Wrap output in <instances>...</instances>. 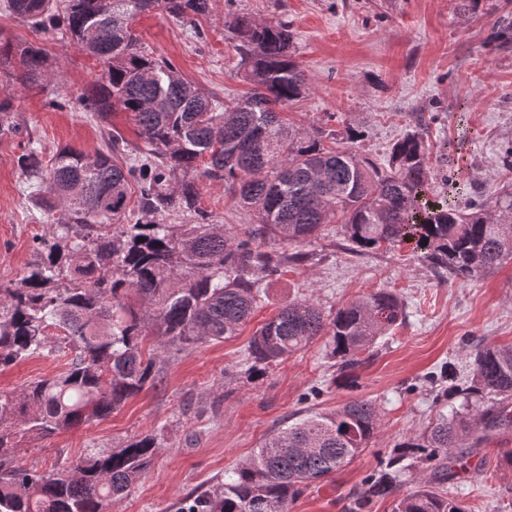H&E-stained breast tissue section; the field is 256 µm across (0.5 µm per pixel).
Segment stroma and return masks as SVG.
Returning a JSON list of instances; mask_svg holds the SVG:
<instances>
[{"instance_id": "1", "label": "stroma", "mask_w": 512, "mask_h": 512, "mask_svg": "<svg viewBox=\"0 0 512 512\" xmlns=\"http://www.w3.org/2000/svg\"><path fill=\"white\" fill-rule=\"evenodd\" d=\"M507 12L512 0H480L470 11L460 9L459 0H211L196 27L158 9L138 15L133 28L149 53L171 61L205 93L231 102L250 85L226 16L288 22L295 58L312 79L309 96L284 107L291 122L303 129H355L360 152L379 164L404 134L428 127L432 155L449 154L467 200L512 190V170L499 164L502 149L512 146V48L489 43ZM0 35L38 40L55 72L43 88L0 83L18 126L0 134V287H16L34 259L35 238L48 235L52 222L35 204L18 156L31 147L47 159L63 146L91 153L111 132L132 143L137 137L128 113L104 121L79 103L98 67L60 30L34 34L0 7ZM199 205L233 231L255 221L220 185L202 182ZM299 249L308 261L263 281V298L237 336L197 344L163 362L156 385L107 418L47 439L25 435L18 461L47 470L86 449L121 448L154 434L159 452L110 512H178L182 500L223 482L277 428L369 400L381 413L370 447L289 506V512H352L354 492L395 445L435 419L441 409L435 394L450 378L466 377L470 344H512V260L451 281L418 260L409 245L356 254L337 224L324 225ZM380 289L402 298L406 319L379 339L352 376L338 377L320 340L263 376L246 374L251 336L288 302L310 298L334 311ZM68 358L64 351L45 353L1 368L0 392L54 376ZM507 448L512 428L487 440L471 456L469 473L449 481L467 512H512V466L500 456Z\"/></svg>"}]
</instances>
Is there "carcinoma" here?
<instances>
[{"label": "carcinoma", "instance_id": "1", "mask_svg": "<svg viewBox=\"0 0 512 512\" xmlns=\"http://www.w3.org/2000/svg\"><path fill=\"white\" fill-rule=\"evenodd\" d=\"M153 8L193 24L209 13L210 0H6L35 32L61 27L99 64L80 100L103 120L116 109L130 113L144 148L113 136L105 152L64 146L48 161L35 148L17 157L38 204L56 218L21 285L0 288V366L52 351L51 326L74 356L54 377L0 392V512H106L128 493L161 448L156 435L40 472L17 461L18 434L48 438L103 419L155 383L161 354L237 335L261 299L260 282L308 258L285 247L314 238L325 224L339 220L353 252L413 243L422 262L450 279L512 260V192L462 210L457 182L447 178L442 195L430 197L424 130L409 132L378 165L353 147L359 134L352 130L334 149L325 145L333 131H301L283 120L277 108L311 89L292 56L288 23L229 18L252 89L223 104L145 52L131 21ZM491 41L512 46L511 12ZM0 70L23 85L52 75L36 41L1 39ZM200 178L232 191L256 223L234 234L209 220L198 206ZM134 185L142 219L130 224ZM169 212L194 223L177 233L153 221ZM132 292L136 308L128 304ZM404 318L402 301L383 290L333 315L306 298L290 302L255 330L248 372L263 376L325 336L338 373L350 375L364 363L360 354ZM149 321L163 337L154 355L142 347ZM469 356L468 380L451 385L461 403L396 445L354 508L396 492L399 478L423 462L416 489L396 498L394 512H464L441 493L448 474L467 467L463 449L512 427V345L477 343ZM379 427V409L365 400L299 418L266 438L223 484L184 500L180 512H288L311 483L369 447Z\"/></svg>", "mask_w": 512, "mask_h": 512}]
</instances>
